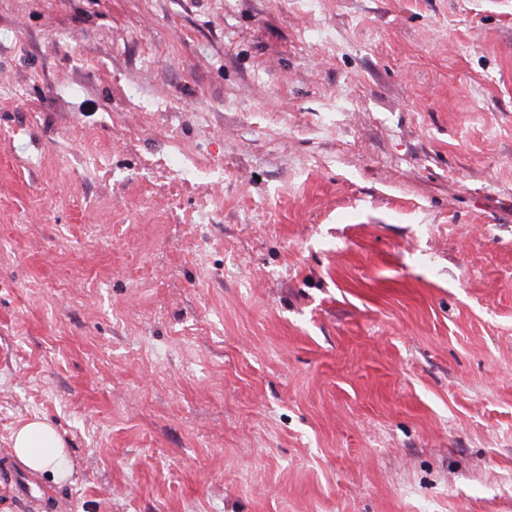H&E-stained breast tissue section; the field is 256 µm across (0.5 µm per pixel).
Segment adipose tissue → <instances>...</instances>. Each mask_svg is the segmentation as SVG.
<instances>
[{
	"label": "adipose tissue",
	"instance_id": "ef3b65f1",
	"mask_svg": "<svg viewBox=\"0 0 512 512\" xmlns=\"http://www.w3.org/2000/svg\"><path fill=\"white\" fill-rule=\"evenodd\" d=\"M16 457L29 470L60 477L65 456L62 436L49 424L35 419L22 425L12 436Z\"/></svg>",
	"mask_w": 512,
	"mask_h": 512
}]
</instances>
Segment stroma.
Returning <instances> with one entry per match:
<instances>
[{
	"instance_id": "1",
	"label": "stroma",
	"mask_w": 512,
	"mask_h": 512,
	"mask_svg": "<svg viewBox=\"0 0 512 512\" xmlns=\"http://www.w3.org/2000/svg\"><path fill=\"white\" fill-rule=\"evenodd\" d=\"M45 512H512V0H0V454ZM16 457L29 470L52 479L65 477L60 463L65 456L62 436L49 424L35 419L22 425L12 436Z\"/></svg>"
}]
</instances>
